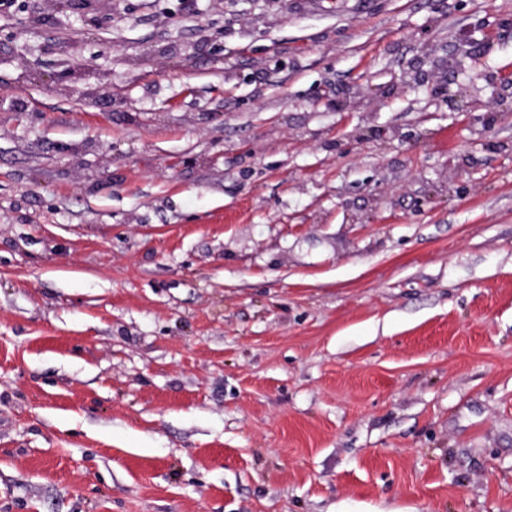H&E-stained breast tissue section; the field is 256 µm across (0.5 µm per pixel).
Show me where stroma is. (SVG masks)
Masks as SVG:
<instances>
[{
  "mask_svg": "<svg viewBox=\"0 0 512 512\" xmlns=\"http://www.w3.org/2000/svg\"><path fill=\"white\" fill-rule=\"evenodd\" d=\"M0 512H512V0L0 10Z\"/></svg>",
  "mask_w": 512,
  "mask_h": 512,
  "instance_id": "obj_1",
  "label": "stroma"
}]
</instances>
